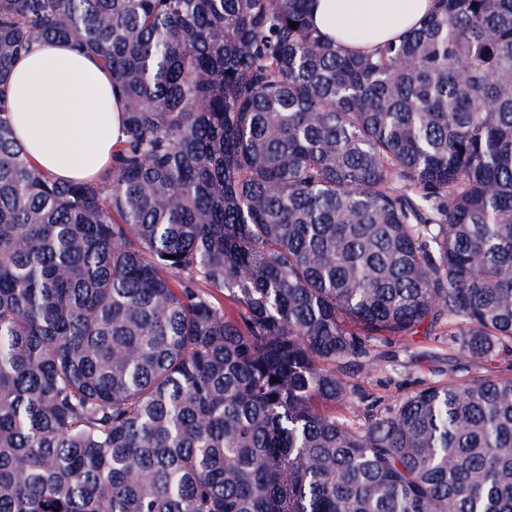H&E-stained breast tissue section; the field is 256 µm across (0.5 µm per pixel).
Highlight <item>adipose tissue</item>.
<instances>
[{"label": "adipose tissue", "instance_id": "obj_1", "mask_svg": "<svg viewBox=\"0 0 512 512\" xmlns=\"http://www.w3.org/2000/svg\"><path fill=\"white\" fill-rule=\"evenodd\" d=\"M435 9V0H315L318 32L344 49L369 51ZM16 136L58 179L96 178L111 160L122 105L111 74L66 44L39 41L10 76Z\"/></svg>", "mask_w": 512, "mask_h": 512}]
</instances>
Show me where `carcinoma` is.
Masks as SVG:
<instances>
[{"instance_id": "1", "label": "carcinoma", "mask_w": 512, "mask_h": 512, "mask_svg": "<svg viewBox=\"0 0 512 512\" xmlns=\"http://www.w3.org/2000/svg\"><path fill=\"white\" fill-rule=\"evenodd\" d=\"M312 2L0 0V512H512V378L347 379L512 352V0L367 53ZM39 40L123 98L95 180L16 138ZM447 329L446 326L438 329L444 332L435 339L434 336L425 338L421 329L408 341L393 339L379 344L376 364L348 379L366 393L368 402L377 400L381 408H394L428 383L448 382L467 371H483L482 364L460 354L448 341Z\"/></svg>"}]
</instances>
